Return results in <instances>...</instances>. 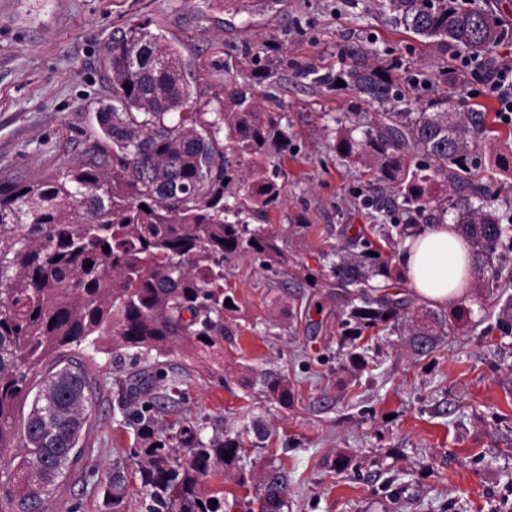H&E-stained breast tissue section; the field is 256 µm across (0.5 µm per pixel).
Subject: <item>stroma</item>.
<instances>
[{
	"mask_svg": "<svg viewBox=\"0 0 512 512\" xmlns=\"http://www.w3.org/2000/svg\"><path fill=\"white\" fill-rule=\"evenodd\" d=\"M379 3L243 0L236 12L224 0H0V178L44 179L91 157L90 119L112 100L102 46L132 24H149L191 59L198 112L214 111L225 84L248 83L256 59L270 61L264 106L284 115L292 148L281 162L285 204L263 225L284 235L303 214L312 230L292 264L275 271L249 255L225 264L252 324L224 347L225 383L189 373L179 350L162 356L169 378L184 380L176 415L192 418L206 438L263 418L269 447L247 457L256 473L269 455L284 463L287 512H512V335L494 328L493 294L473 289L454 335L430 356H414L396 335L365 337L366 364L351 373L337 344L335 301L302 297L292 284L300 267L317 270L321 245L368 230L352 189L372 187L365 168L345 165L333 144L337 116L374 106L311 84L302 68L338 72L350 64L342 47L364 45L374 51L371 63L392 70L405 106L442 97L452 110L497 107L477 76L436 83L438 70L456 71L459 53H439ZM477 174L494 208H512V144L496 139L481 149ZM278 298L298 319L280 318ZM67 354L93 381L92 413L86 452L51 486L46 512H109L104 489L117 461L128 476L119 512H144L131 413L150 364L107 336ZM245 369L285 374L293 406L244 392L237 377ZM339 454L351 461L343 472L332 467Z\"/></svg>",
	"mask_w": 512,
	"mask_h": 512,
	"instance_id": "35a3bbf8",
	"label": "stroma"
}]
</instances>
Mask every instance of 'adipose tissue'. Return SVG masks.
<instances>
[{
  "label": "adipose tissue",
  "instance_id": "adipose-tissue-1",
  "mask_svg": "<svg viewBox=\"0 0 512 512\" xmlns=\"http://www.w3.org/2000/svg\"><path fill=\"white\" fill-rule=\"evenodd\" d=\"M399 263L411 293L422 304L443 308L471 293L472 255L455 224H431L406 238Z\"/></svg>",
  "mask_w": 512,
  "mask_h": 512
}]
</instances>
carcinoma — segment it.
<instances>
[{"label":"carcinoma","mask_w":512,"mask_h":512,"mask_svg":"<svg viewBox=\"0 0 512 512\" xmlns=\"http://www.w3.org/2000/svg\"><path fill=\"white\" fill-rule=\"evenodd\" d=\"M381 8L444 53L487 57L507 37L495 15L448 0H382ZM344 54L353 59L348 68L335 75L312 68L305 76L332 86L342 80L369 104L400 101L392 75L368 63L366 49L348 47ZM105 64L112 103L96 112L94 155L51 178L0 182V462L10 463L0 512H44L49 487L81 456L90 382L82 362L64 348L106 333L146 358L175 348L201 375L222 383L224 343H234L243 329L241 306L224 287V262L243 252L267 268L290 261L287 239L249 224L282 204L277 162L291 143L285 116L235 83L224 86L213 119L188 111L189 64L178 45L145 24L111 39ZM488 133L487 113L451 112L437 98L363 123L356 112L351 125L337 122L334 149L374 173L375 188L357 189L353 197L372 215L378 239L443 224L452 210L481 280L500 289L512 284V268L497 254L500 246L512 250V224L485 210V187L472 180L480 138ZM321 258L324 277L306 273L294 283L340 289L337 344L354 369L364 365L360 340L372 330L404 334L409 350L423 356L465 315L458 306L412 316L410 299L381 292L393 270L363 234L321 251ZM496 327L512 335V295ZM48 359L54 370L44 374ZM39 374L38 386H31ZM155 382L159 392L133 412L143 442L135 455L145 512H224V496L212 481L232 469L240 483L252 481L247 436L263 449L269 429L255 421L205 441L190 419L165 426L159 415L176 405L178 387L161 373ZM261 385L268 401L283 408L293 403L282 373L264 372ZM29 397L18 433L14 407ZM256 487L258 512H284L287 476L276 456ZM125 490L117 461L106 481L107 501L121 504Z\"/></svg>","instance_id":"carcinoma-1"}]
</instances>
